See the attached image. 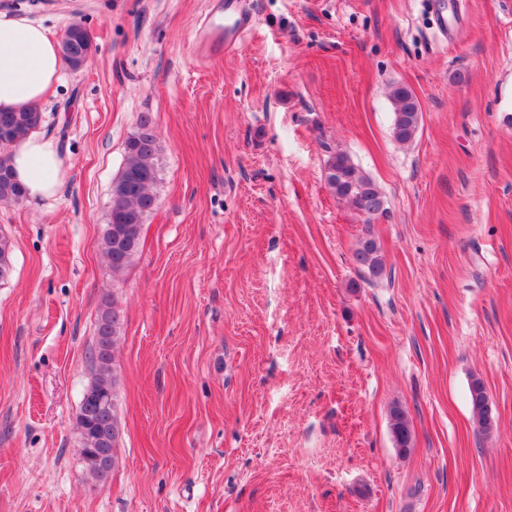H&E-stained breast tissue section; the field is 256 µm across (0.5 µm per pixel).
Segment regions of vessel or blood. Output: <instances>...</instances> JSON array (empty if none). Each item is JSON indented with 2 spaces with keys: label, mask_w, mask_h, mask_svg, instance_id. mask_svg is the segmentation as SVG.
I'll use <instances>...</instances> for the list:
<instances>
[{
  "label": "vessel or blood",
  "mask_w": 512,
  "mask_h": 512,
  "mask_svg": "<svg viewBox=\"0 0 512 512\" xmlns=\"http://www.w3.org/2000/svg\"><path fill=\"white\" fill-rule=\"evenodd\" d=\"M255 25L249 0H210L207 13L195 26V51L207 62L235 53Z\"/></svg>",
  "instance_id": "vessel-or-blood-1"
}]
</instances>
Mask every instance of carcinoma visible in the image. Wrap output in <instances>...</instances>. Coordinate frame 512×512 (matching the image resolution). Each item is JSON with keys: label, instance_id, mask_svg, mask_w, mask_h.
Instances as JSON below:
<instances>
[{"label": "carcinoma", "instance_id": "1", "mask_svg": "<svg viewBox=\"0 0 512 512\" xmlns=\"http://www.w3.org/2000/svg\"><path fill=\"white\" fill-rule=\"evenodd\" d=\"M90 45L84 27L66 29L60 45L62 60L73 69L80 68L81 50ZM389 100L394 114L393 136L396 141L407 143L419 128L420 103L405 85L393 87ZM40 121L41 112L37 108L0 112V146L22 141ZM159 153L153 119L144 113L139 117L137 129L127 139L123 168L112 182V200L101 240L102 254L115 274L133 262L143 224L156 207L154 188L159 181ZM325 180L336 198L346 201L367 218L384 210L383 196L376 184L346 155L338 153L332 158ZM24 198L22 188L13 179L12 169L0 167V200L17 202ZM355 260L369 278L382 276L384 264L374 239L367 237L361 242L355 251ZM120 325V309L115 299L104 296L96 323L95 343L90 350L93 377L83 393L77 415L81 456L89 474L99 483L105 482L113 472L119 448L115 349ZM469 401L478 428L490 432L494 417L484 384L476 376L469 383ZM389 427L398 453L407 454L413 446V430L407 414L398 406L389 412Z\"/></svg>", "mask_w": 512, "mask_h": 512}]
</instances>
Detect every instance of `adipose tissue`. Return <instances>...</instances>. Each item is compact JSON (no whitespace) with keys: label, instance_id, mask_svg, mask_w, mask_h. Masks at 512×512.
I'll use <instances>...</instances> for the list:
<instances>
[{"label":"adipose tissue","instance_id":"adipose-tissue-1","mask_svg":"<svg viewBox=\"0 0 512 512\" xmlns=\"http://www.w3.org/2000/svg\"><path fill=\"white\" fill-rule=\"evenodd\" d=\"M62 80L58 42L39 21L0 12V111L42 104ZM15 180L31 200L59 193L64 161L49 140L28 136L11 150Z\"/></svg>","mask_w":512,"mask_h":512}]
</instances>
